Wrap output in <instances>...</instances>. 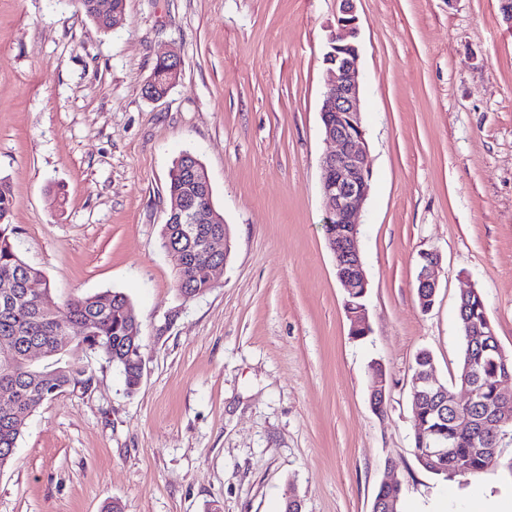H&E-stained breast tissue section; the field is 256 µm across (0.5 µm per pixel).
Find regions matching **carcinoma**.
<instances>
[{
	"label": "carcinoma",
	"mask_w": 512,
	"mask_h": 512,
	"mask_svg": "<svg viewBox=\"0 0 512 512\" xmlns=\"http://www.w3.org/2000/svg\"><path fill=\"white\" fill-rule=\"evenodd\" d=\"M81 10L99 28L113 29V21L120 20L124 12V0H110L109 12L101 14L97 0H77ZM167 65L156 63L147 84L148 95L160 97L170 88L166 73ZM194 153L183 152L175 161L168 185L169 199L192 191L191 182L183 177V162L191 160ZM15 199L7 183L0 181V285L8 284L19 290L37 286L47 289L43 271L29 265L16 248L17 229L10 217ZM161 245L164 249H180L184 254V267L175 273L179 294L192 299L214 287L209 268L224 263V255L206 257L200 254L194 237L187 236L180 224H165L161 231ZM487 317L482 293L475 292L459 301L460 321L481 323ZM84 323L89 326L85 336L67 335L66 323ZM17 337L18 348L10 359L0 358V468L14 457L18 441L23 436L28 415L45 401L59 393L90 381L84 356L95 353L112 363L124 377L126 389L130 392L140 384L139 353L141 324L139 323L128 297L117 291L73 297L66 300L56 311L42 310L32 299L21 301L8 315L0 314V336ZM464 347L456 376L458 383L476 385V402L461 411L453 401H448V413L441 415L434 401L429 398L418 400L412 409L415 422L436 428L448 436L453 458L466 463L468 474L478 475L489 468L486 449H497L502 457L500 442L512 439V423L500 428L495 439H489L482 429L486 409L494 405L496 384L502 377L497 367L500 356L493 352L496 341L490 336L476 342L463 336ZM43 347L49 351L61 350L42 365L26 361L25 354L31 347ZM466 414L472 420L468 429L460 426L459 416Z\"/></svg>",
	"instance_id": "carcinoma-1"
}]
</instances>
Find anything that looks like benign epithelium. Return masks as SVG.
<instances>
[{
  "instance_id": "7a95c632",
  "label": "benign epithelium",
  "mask_w": 512,
  "mask_h": 512,
  "mask_svg": "<svg viewBox=\"0 0 512 512\" xmlns=\"http://www.w3.org/2000/svg\"><path fill=\"white\" fill-rule=\"evenodd\" d=\"M340 2V15L336 16V28L331 31L328 50L324 54L329 80L320 115L325 139L335 144V150L322 159L321 192L326 214L324 231L334 254L336 277L345 293L353 295L367 292L369 284L360 257L359 226L369 192L370 166L360 108L359 26L355 0ZM194 181L197 192L173 200L169 215L171 222L189 224L201 232L205 225L212 223V216L197 206V196L210 194V180L204 174L195 176ZM200 244L207 255L216 256L226 252L229 241L225 237L203 235ZM420 258L418 281L427 294L422 302L430 309L438 286L436 270L440 256L435 251H423ZM22 294L27 296L30 291ZM22 294L9 287L0 289V310L13 308ZM347 314L351 332L370 333L366 307L351 306ZM373 371L376 381L371 388L370 401L375 407L386 399V379L381 367L376 366ZM497 392L498 397L487 422L492 433L496 432L497 426L512 418V405H505L502 389H497ZM423 394L434 395L444 402L448 400V390L431 370L411 382V400ZM380 488L385 495L376 499L373 512H397L396 489L399 483L386 480Z\"/></svg>"
}]
</instances>
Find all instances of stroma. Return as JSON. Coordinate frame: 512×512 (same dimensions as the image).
Segmentation results:
<instances>
[{
	"label": "stroma",
	"mask_w": 512,
	"mask_h": 512,
	"mask_svg": "<svg viewBox=\"0 0 512 512\" xmlns=\"http://www.w3.org/2000/svg\"><path fill=\"white\" fill-rule=\"evenodd\" d=\"M370 193L360 251L371 331L350 334L325 232L323 55L339 0H125L106 32L76 0H0V178L21 258L52 304L127 294L143 376L105 359L28 418L0 512H400L512 490L497 464L445 478L413 452L411 367L455 394L458 299L480 290L512 357V24L499 0H355ZM181 60L162 98L157 59ZM205 165L232 252L184 299L161 246L183 150ZM441 256L434 305L420 252ZM387 382L370 405L372 364ZM160 61H163L164 63L157 62L153 73L151 75V79L147 84V92L148 95L152 97H160L164 95L167 90L170 88V85L168 83L167 79V73H166V64H170L169 68V76H170V82L171 86L174 85L177 82V79L180 74L181 70V61L180 59L175 55H164L160 56ZM166 63V64H165ZM379 487L382 489L383 494L381 497L376 499L373 512H398L396 507L399 498L397 497L395 490L399 489V483L395 480H386L382 482ZM387 491L389 492L385 494ZM400 494L401 488L399 489V496Z\"/></svg>",
	"instance_id": "1"
}]
</instances>
